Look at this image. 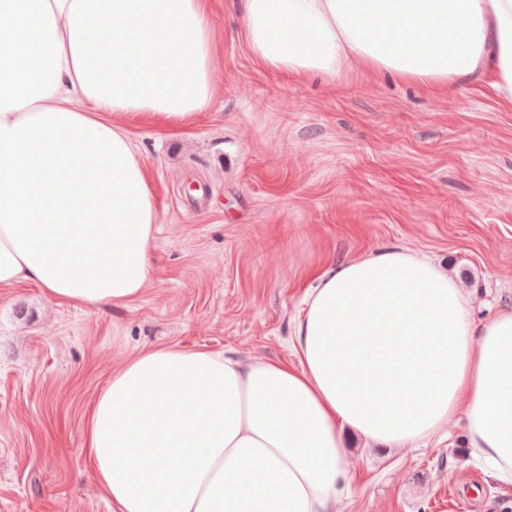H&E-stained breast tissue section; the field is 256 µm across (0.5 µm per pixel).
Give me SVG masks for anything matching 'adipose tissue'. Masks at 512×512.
I'll use <instances>...</instances> for the list:
<instances>
[{"mask_svg": "<svg viewBox=\"0 0 512 512\" xmlns=\"http://www.w3.org/2000/svg\"><path fill=\"white\" fill-rule=\"evenodd\" d=\"M252 55L286 76L353 63L512 104V0H247ZM209 0H0V286L125 306L152 268L158 202L127 125L213 97ZM297 363L149 347L90 407L84 450L112 512H337L343 433L397 448L456 415L512 485V309L400 248L310 267Z\"/></svg>", "mask_w": 512, "mask_h": 512, "instance_id": "obj_1", "label": "adipose tissue"}]
</instances>
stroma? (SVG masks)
Segmentation results:
<instances>
[{
	"instance_id": "obj_1",
	"label": "stroma",
	"mask_w": 512,
	"mask_h": 512,
	"mask_svg": "<svg viewBox=\"0 0 512 512\" xmlns=\"http://www.w3.org/2000/svg\"><path fill=\"white\" fill-rule=\"evenodd\" d=\"M213 3L210 106L177 130L129 127L158 194L140 297L91 309L0 286V512H112L83 438L113 370L150 346L295 361L310 265L398 247L460 279L475 320L512 306V104L359 64L340 83L286 79L251 54L246 0ZM345 439L338 512H512L462 417L419 448Z\"/></svg>"
}]
</instances>
